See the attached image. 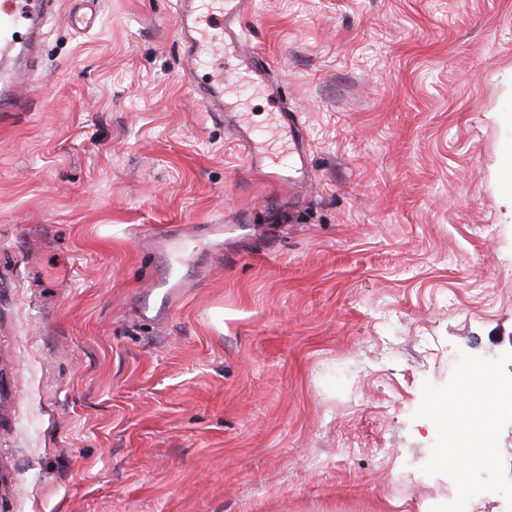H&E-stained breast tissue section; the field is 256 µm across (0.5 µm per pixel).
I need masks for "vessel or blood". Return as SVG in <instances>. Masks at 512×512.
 Wrapping results in <instances>:
<instances>
[{
    "instance_id": "b4317fda",
    "label": "vessel or blood",
    "mask_w": 512,
    "mask_h": 512,
    "mask_svg": "<svg viewBox=\"0 0 512 512\" xmlns=\"http://www.w3.org/2000/svg\"><path fill=\"white\" fill-rule=\"evenodd\" d=\"M54 2L0 0V112L18 111L23 102L18 80L38 60L42 29ZM245 5L246 0H179L185 65L189 71L199 70L216 38H223L224 60L201 85L202 103L215 118L232 124L249 170L266 173L293 190L304 188L313 179L306 129L298 113L285 107L281 82L267 57L243 48ZM242 72L266 91L275 107V131L256 128L225 100V88Z\"/></svg>"
}]
</instances>
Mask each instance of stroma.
I'll list each match as a JSON object with an SVG mask.
<instances>
[{
  "label": "stroma",
  "mask_w": 512,
  "mask_h": 512,
  "mask_svg": "<svg viewBox=\"0 0 512 512\" xmlns=\"http://www.w3.org/2000/svg\"><path fill=\"white\" fill-rule=\"evenodd\" d=\"M70 8L0 112V512L452 502L416 411L512 351V0H249L307 129L297 194L208 116L177 0ZM173 224L199 241L151 321Z\"/></svg>",
  "instance_id": "1"
}]
</instances>
